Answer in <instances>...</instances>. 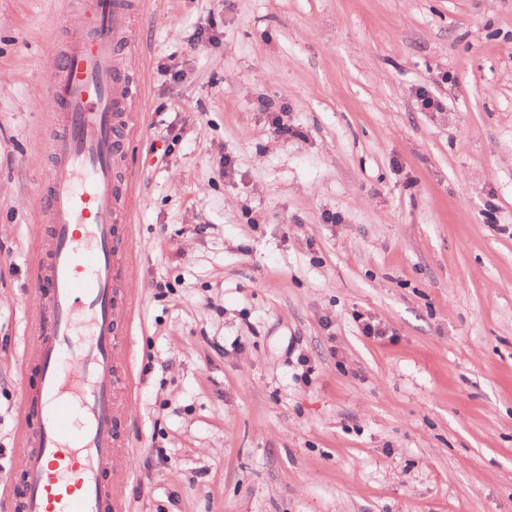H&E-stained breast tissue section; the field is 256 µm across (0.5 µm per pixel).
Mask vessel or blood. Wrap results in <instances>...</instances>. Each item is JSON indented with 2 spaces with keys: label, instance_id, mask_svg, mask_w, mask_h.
<instances>
[{
  "label": "vessel or blood",
  "instance_id": "b4317fda",
  "mask_svg": "<svg viewBox=\"0 0 512 512\" xmlns=\"http://www.w3.org/2000/svg\"><path fill=\"white\" fill-rule=\"evenodd\" d=\"M85 22L49 80V216L30 288L39 310L36 384H22L27 429L19 512H113L117 130L134 101L115 63L137 52L128 0H82Z\"/></svg>",
  "mask_w": 512,
  "mask_h": 512
}]
</instances>
